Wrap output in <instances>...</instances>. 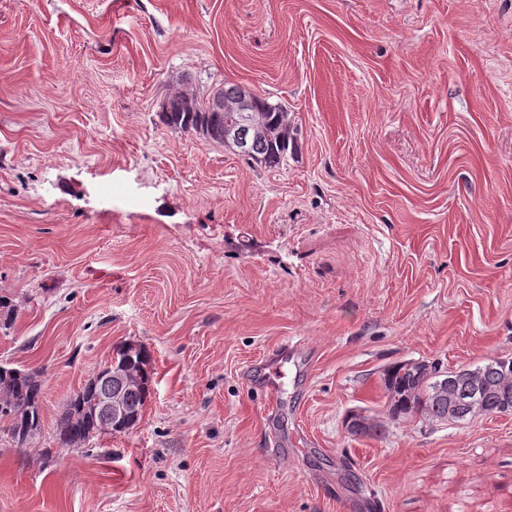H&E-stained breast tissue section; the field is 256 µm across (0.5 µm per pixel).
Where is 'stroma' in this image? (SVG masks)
<instances>
[{
    "instance_id": "1",
    "label": "stroma",
    "mask_w": 512,
    "mask_h": 512,
    "mask_svg": "<svg viewBox=\"0 0 512 512\" xmlns=\"http://www.w3.org/2000/svg\"><path fill=\"white\" fill-rule=\"evenodd\" d=\"M227 83L287 106V162L160 122ZM0 295L45 387L0 512H512V415L393 420L381 381L512 357V0H0ZM130 341L140 423L58 446ZM300 346V342H293L287 340L280 345L279 350L276 354L267 357L263 361V363L266 364L265 369L269 370V376L267 377V386L269 387L271 394H274L276 391V387H278L276 379L279 378L282 372L281 365L283 361L293 359L296 356V354L300 351Z\"/></svg>"
}]
</instances>
